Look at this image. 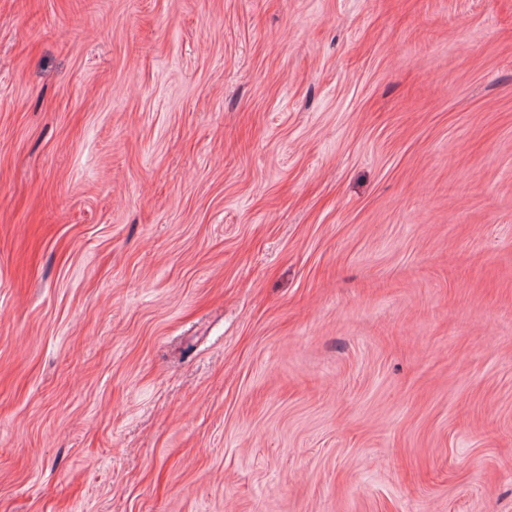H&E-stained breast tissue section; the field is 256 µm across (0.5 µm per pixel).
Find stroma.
<instances>
[{"instance_id":"stroma-1","label":"stroma","mask_w":512,"mask_h":512,"mask_svg":"<svg viewBox=\"0 0 512 512\" xmlns=\"http://www.w3.org/2000/svg\"><path fill=\"white\" fill-rule=\"evenodd\" d=\"M0 512H512V0H0Z\"/></svg>"}]
</instances>
